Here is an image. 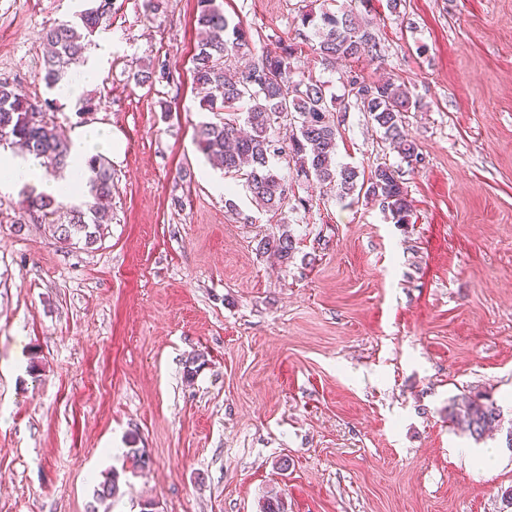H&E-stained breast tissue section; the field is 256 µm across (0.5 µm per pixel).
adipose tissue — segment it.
<instances>
[{"instance_id": "obj_1", "label": "adipose tissue", "mask_w": 512, "mask_h": 512, "mask_svg": "<svg viewBox=\"0 0 512 512\" xmlns=\"http://www.w3.org/2000/svg\"><path fill=\"white\" fill-rule=\"evenodd\" d=\"M112 147V131L105 125L84 126L74 140L68 159L66 175L60 180L42 177L38 160L23 158L0 150V188L19 186L29 182L40 185L41 192L59 197L69 194L73 184L86 170L88 158Z\"/></svg>"}]
</instances>
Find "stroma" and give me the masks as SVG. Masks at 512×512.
Segmentation results:
<instances>
[{
  "mask_svg": "<svg viewBox=\"0 0 512 512\" xmlns=\"http://www.w3.org/2000/svg\"><path fill=\"white\" fill-rule=\"evenodd\" d=\"M223 2L253 58L297 37L315 4ZM165 3L113 0L91 37L112 46L86 89L101 108L81 118L37 76L44 29L80 0H0V78L50 101L66 137L98 123L117 143L112 222L92 248L61 247L21 222L19 189L0 191V512H260L273 493L284 512H512L505 430L477 442L448 418L481 394L512 419V0L361 9L381 56L356 68L407 86L422 161L408 166L352 99L336 160L398 169L407 224L284 162L282 212L240 186L226 209L195 142L210 118L190 72L195 0ZM158 58L171 83L135 84ZM285 229L284 266L257 244ZM130 448L149 470L123 472ZM113 469L121 495L96 500Z\"/></svg>",
  "mask_w": 512,
  "mask_h": 512,
  "instance_id": "1",
  "label": "stroma"
}]
</instances>
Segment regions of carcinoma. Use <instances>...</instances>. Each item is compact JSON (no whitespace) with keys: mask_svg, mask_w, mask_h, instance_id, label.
I'll list each match as a JSON object with an SVG mask.
<instances>
[{"mask_svg":"<svg viewBox=\"0 0 512 512\" xmlns=\"http://www.w3.org/2000/svg\"><path fill=\"white\" fill-rule=\"evenodd\" d=\"M111 16L112 0H92L74 20L44 32L48 52L42 71L48 88L61 87L66 68L83 60L89 37ZM300 21L302 27L314 30L316 41H280L276 51L264 52L240 66L239 55L249 46V30L242 21L224 14L222 0H197L198 42L191 74L194 84L205 90L200 109L213 115L199 126L198 148L224 169L225 176L244 179L253 201L267 212L275 214L288 204V184L275 172V163L283 159L294 163L301 174L309 170L318 183L336 188L339 199L363 192L394 223H409L411 201L397 170L379 164L365 174L336 164L339 129L335 114L341 101L328 93L325 82L311 73L298 74L294 66L296 56L306 47L325 62L374 59L380 52L375 35L357 20L352 8L339 14L322 6L317 13L301 14ZM134 80L142 85L161 84L170 81V70L161 60L137 72ZM346 86L347 96L355 99L402 159L410 166L420 162L417 146L404 135L405 113L416 107L406 85L393 79L371 82L351 70ZM48 107V102L43 108L31 102L14 83L0 81V143L17 144L39 159L41 166L61 170L68 166L71 143L47 118ZM282 125L292 128V134L280 141L272 130ZM83 183L91 200L70 207L64 217H58L62 202L34 188L23 191V213L33 219L53 217L49 230L63 245L71 246L77 240L93 246L101 240L102 227L112 223V212L102 204L112 197L113 183L112 165L105 155L88 160ZM258 248L285 265L296 250L295 240L286 232L259 241ZM448 417L476 441L501 425L499 408L479 395L450 406ZM126 459L134 472L152 465L141 448L128 449ZM119 492L120 474L105 473L97 498L104 500Z\"/></svg>","mask_w":512,"mask_h":512,"instance_id":"carcinoma-1","label":"carcinoma"}]
</instances>
